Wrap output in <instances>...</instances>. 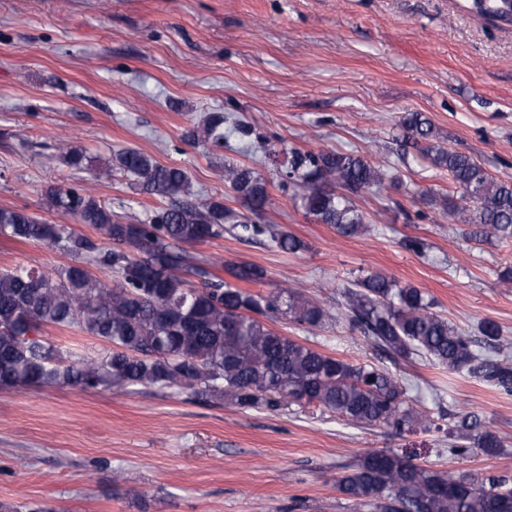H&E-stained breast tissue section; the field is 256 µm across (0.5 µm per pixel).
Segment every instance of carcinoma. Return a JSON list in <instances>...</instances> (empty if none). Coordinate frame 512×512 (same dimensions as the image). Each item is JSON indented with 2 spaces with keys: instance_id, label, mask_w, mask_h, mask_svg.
Masks as SVG:
<instances>
[{
  "instance_id": "obj_1",
  "label": "carcinoma",
  "mask_w": 512,
  "mask_h": 512,
  "mask_svg": "<svg viewBox=\"0 0 512 512\" xmlns=\"http://www.w3.org/2000/svg\"><path fill=\"white\" fill-rule=\"evenodd\" d=\"M470 10L505 21L512 0H470ZM402 141L431 168L445 170L460 190L449 213L473 226L484 241L512 239V179H497L471 155L436 142L434 125L421 112L400 121ZM252 128L228 114L212 113L203 137L216 146L251 138ZM279 174L282 189L299 187L300 208L318 224L343 237L367 229L353 198L382 193L386 174L356 153L335 150L280 151L257 139ZM64 162L82 166L85 152L58 146ZM108 167L137 182L167 204L144 217L125 216L98 201L89 190L47 188L50 206L62 216L91 225L110 246L80 235L68 224H47L18 209L0 208V232L21 241L58 248L73 262L52 272L18 265L0 270V385L72 386L82 391H130L137 387L176 388L242 410L314 405L354 426L380 425L395 434L413 432L430 416L417 411L406 388L390 373L322 353L273 330L266 320L287 317L309 330L335 320L326 306L292 286L253 293L212 273L217 266L238 282L263 284L265 268L249 262L198 258L191 249L238 231L253 239L266 235L276 248L297 253L305 243L276 225L250 215L269 202V181L247 166L224 165V181L248 213L222 198L198 200L187 173L127 148ZM111 270L108 287L89 266ZM344 314L374 347L398 358H426L464 371L512 393V356L505 352L500 326L479 322L481 339L465 335L434 311L435 303L411 283L370 274L342 291ZM52 325L77 328L109 345L101 357L78 356L40 336ZM448 433V454L473 450L498 454L501 437L475 415H464ZM336 487L362 512H512V487L505 479L454 474L413 462L391 451L362 458L356 469L336 477Z\"/></svg>"
}]
</instances>
